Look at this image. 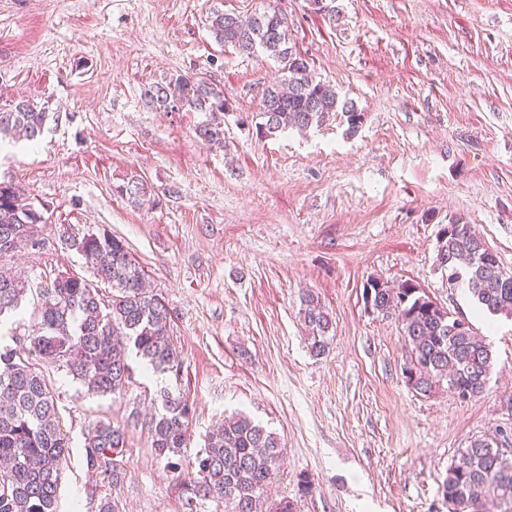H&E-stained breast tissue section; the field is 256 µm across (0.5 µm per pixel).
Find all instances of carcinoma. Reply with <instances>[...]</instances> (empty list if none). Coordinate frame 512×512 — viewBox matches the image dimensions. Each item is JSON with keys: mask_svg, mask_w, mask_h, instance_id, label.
<instances>
[{"mask_svg": "<svg viewBox=\"0 0 512 512\" xmlns=\"http://www.w3.org/2000/svg\"><path fill=\"white\" fill-rule=\"evenodd\" d=\"M215 37L240 51L268 54L280 64L282 85L266 89L262 111L256 113L262 138L292 129L320 126L332 116L353 136L364 113L336 90L318 80L306 59L288 47V25L273 7L243 22L230 13L211 19ZM155 111L222 112L224 95L210 83L179 76L168 86L145 94ZM51 115L28 101L0 110V142L17 135L34 141L42 136ZM203 142L224 146V128L211 122L198 126ZM149 187L131 177L116 193L132 203L146 197ZM43 211L30 194L13 182H0V257L40 244ZM64 248L77 250L94 276L110 285L105 300L80 276L58 275L38 291L35 324L18 334L14 345L0 346V512H59L63 470L70 458V439L60 428V411L53 382L45 366L54 365L81 383L90 394H124L130 379L126 349L133 348L154 374L179 373L182 352L170 334L172 319L161 295L147 288L145 271L126 244L104 230L82 238L64 236ZM437 268L448 282L463 284L476 304L491 315L512 318V273L500 263L474 227L461 218L443 225L436 244ZM27 292L22 278L0 269V319L20 314ZM363 299L373 311L394 316L409 352L408 382L427 395L446 385L463 399L481 396L489 382L493 354L465 317L431 299L411 281L393 285L370 278ZM300 319L311 354L325 353L334 331L333 320L319 297L308 293L301 301ZM161 411L150 421L151 447L165 468L181 479L185 512H196L202 500L224 501V512H297L290 500L269 501L267 488L283 458L280 439L244 415L231 416L209 434L194 459L185 458L193 418L189 400L165 390ZM85 461L90 469L112 464L116 483L124 468L125 430L104 420L88 426ZM448 512H485L491 502L499 512H512V452L496 438H472L448 467L442 483Z\"/></svg>", "mask_w": 512, "mask_h": 512, "instance_id": "1", "label": "carcinoma"}]
</instances>
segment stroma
<instances>
[{
    "label": "stroma",
    "instance_id": "stroma-1",
    "mask_svg": "<svg viewBox=\"0 0 512 512\" xmlns=\"http://www.w3.org/2000/svg\"><path fill=\"white\" fill-rule=\"evenodd\" d=\"M264 0H0V107L32 100L53 120L37 141L0 151V181L46 209L43 244L0 259L21 272L33 309L57 275L92 279L62 236L108 231L125 241L172 312L179 375L130 358L119 398L87 394L50 370L72 443L61 512H183L185 493L156 459L150 417L161 390L187 397L186 449L233 413L285 445L268 497L297 512H448L441 485L471 437L512 436V319L484 313L436 265L441 225L474 224L512 271V0H336L328 21L311 0H276L289 45L365 119L272 138L253 115L281 78L264 54L221 46L214 13L241 17ZM224 94V145L196 139L206 112H156L153 86L178 75ZM138 175L152 204L116 186ZM418 284L463 312L494 358L471 401L408 383L394 318L366 308L368 278ZM336 323L311 356L304 293ZM104 419L127 432L114 483L88 470L84 433ZM316 483L300 496V474Z\"/></svg>",
    "mask_w": 512,
    "mask_h": 512
}]
</instances>
